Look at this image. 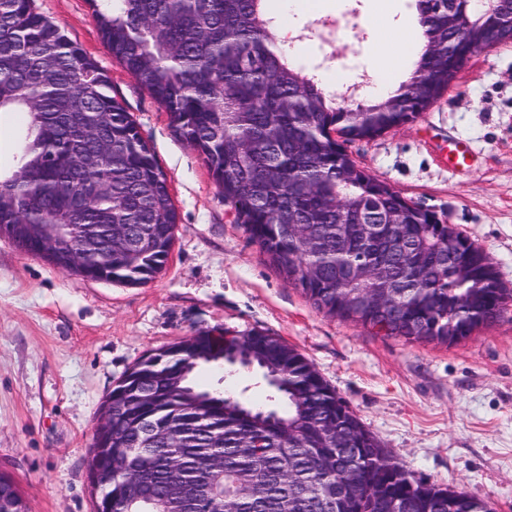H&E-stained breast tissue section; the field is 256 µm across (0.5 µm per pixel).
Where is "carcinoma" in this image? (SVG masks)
<instances>
[{"label":"carcinoma","instance_id":"1","mask_svg":"<svg viewBox=\"0 0 512 512\" xmlns=\"http://www.w3.org/2000/svg\"><path fill=\"white\" fill-rule=\"evenodd\" d=\"M101 40L165 109L175 132L203 156L254 240L288 283L320 311L388 337L453 345L448 324L473 333L494 322L512 289L482 250L438 214L422 210L362 169L345 140L376 137L413 121L448 91L468 50L467 25L500 29L512 0L479 11L475 0H415L422 47L410 80L389 97L343 110L317 75L278 49L267 0H90ZM23 115L14 170L0 176V225L43 224L63 242L92 237L90 279L144 285L160 273L178 215L167 178L111 82L34 0H0V113ZM404 214L395 230L387 218ZM122 232L109 235V226ZM453 232L457 260L433 264ZM385 267L379 281L363 266ZM181 341L112 388V454L151 440L136 457L140 486L112 481V512H211L196 498L213 483L211 449L224 453V512H489L462 491L417 478L379 451L350 406L296 348L277 336ZM251 351L266 404L203 385L204 370L232 368L225 349ZM178 463L173 470L170 461ZM180 483L183 495L170 496ZM27 504L0 473V512Z\"/></svg>","mask_w":512,"mask_h":512}]
</instances>
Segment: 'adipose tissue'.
<instances>
[{
  "label": "adipose tissue",
  "mask_w": 512,
  "mask_h": 512,
  "mask_svg": "<svg viewBox=\"0 0 512 512\" xmlns=\"http://www.w3.org/2000/svg\"><path fill=\"white\" fill-rule=\"evenodd\" d=\"M417 42L415 18H406L387 28L385 38L373 52L375 87L370 90V97L378 98L393 90L403 72L413 63Z\"/></svg>",
  "instance_id": "1"
}]
</instances>
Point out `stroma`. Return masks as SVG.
Wrapping results in <instances>:
<instances>
[{
    "instance_id": "stroma-1",
    "label": "stroma",
    "mask_w": 512,
    "mask_h": 512,
    "mask_svg": "<svg viewBox=\"0 0 512 512\" xmlns=\"http://www.w3.org/2000/svg\"><path fill=\"white\" fill-rule=\"evenodd\" d=\"M108 75L166 175L178 213L168 261L144 285L54 268L0 237V472L30 512H93L90 449L113 386L141 359L202 332L253 330L302 353L394 460L417 479L512 512V301L499 318L446 346L372 335L318 311L284 281L202 157L104 47L89 0H35ZM369 0H330L288 17L320 73L372 75L381 38ZM464 139L471 168L441 164ZM358 166L468 235L512 289V44L475 54L413 121L348 143Z\"/></svg>"
}]
</instances>
